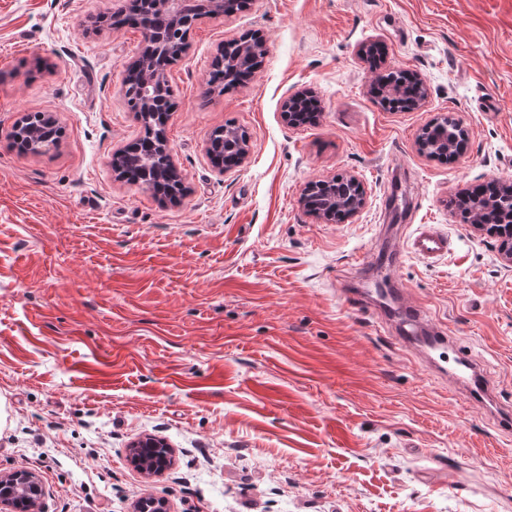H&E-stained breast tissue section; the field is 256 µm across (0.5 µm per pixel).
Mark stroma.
<instances>
[{
    "label": "stroma",
    "instance_id": "stroma-1",
    "mask_svg": "<svg viewBox=\"0 0 512 512\" xmlns=\"http://www.w3.org/2000/svg\"><path fill=\"white\" fill-rule=\"evenodd\" d=\"M120 2L0 0V472L38 474L43 512H131L146 496L170 512H512V264L456 209L512 183V0H249L201 19L166 70L174 202L112 171L144 134L122 95L142 32L104 21ZM245 35L264 42L260 69L206 94L219 47ZM392 70L424 77L419 107L377 103ZM302 91L320 112L292 127L284 105ZM31 112L61 130L48 151L9 145ZM447 115L467 152L419 153ZM229 122L250 144L224 172L206 143ZM338 175L366 205L316 221L301 197ZM394 177L409 223L452 240L437 261L406 257L401 299L460 337L488 396L449 390L365 291L399 243ZM144 435L173 450L151 478L128 450Z\"/></svg>",
    "mask_w": 512,
    "mask_h": 512
}]
</instances>
